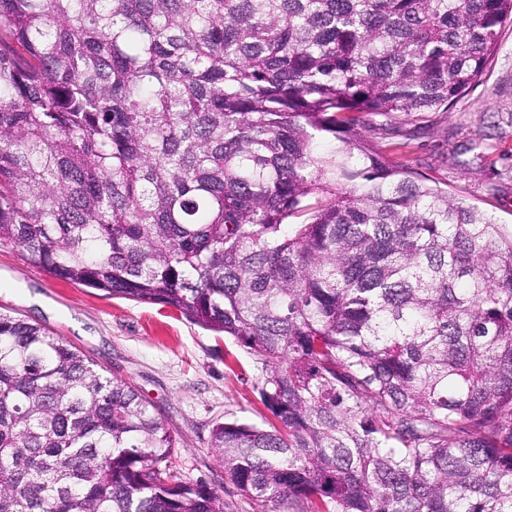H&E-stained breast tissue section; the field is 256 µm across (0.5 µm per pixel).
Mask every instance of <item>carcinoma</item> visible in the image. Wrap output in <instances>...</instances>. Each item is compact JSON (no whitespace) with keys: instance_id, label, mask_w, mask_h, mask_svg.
Returning a JSON list of instances; mask_svg holds the SVG:
<instances>
[{"instance_id":"cac0c4a2","label":"carcinoma","mask_w":512,"mask_h":512,"mask_svg":"<svg viewBox=\"0 0 512 512\" xmlns=\"http://www.w3.org/2000/svg\"><path fill=\"white\" fill-rule=\"evenodd\" d=\"M512 0H0V246L261 364L259 512H512V224L364 135L477 82ZM125 379L0 313V512H234Z\"/></svg>"}]
</instances>
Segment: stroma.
<instances>
[{
	"label": "stroma",
	"instance_id": "obj_1",
	"mask_svg": "<svg viewBox=\"0 0 512 512\" xmlns=\"http://www.w3.org/2000/svg\"><path fill=\"white\" fill-rule=\"evenodd\" d=\"M404 135L381 140L384 153L410 157L428 179L512 224V26H506L488 65L466 95L445 112L405 118ZM487 135L480 161L464 148ZM0 312L41 324L127 380L156 409L179 441L176 467L233 500L236 512H255L234 494L209 446L215 423L238 419L263 425L267 410L256 390L254 357L237 343L159 305L106 298L60 281L18 247H0Z\"/></svg>",
	"mask_w": 512,
	"mask_h": 512
}]
</instances>
